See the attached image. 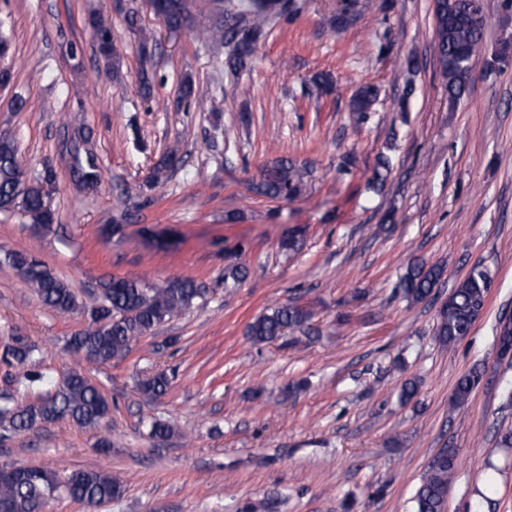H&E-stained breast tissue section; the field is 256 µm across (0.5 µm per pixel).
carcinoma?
I'll list each match as a JSON object with an SVG mask.
<instances>
[{
  "label": "carcinoma",
  "mask_w": 512,
  "mask_h": 512,
  "mask_svg": "<svg viewBox=\"0 0 512 512\" xmlns=\"http://www.w3.org/2000/svg\"><path fill=\"white\" fill-rule=\"evenodd\" d=\"M154 7L167 25L182 30L194 25L193 0H154ZM295 8L294 0L280 6L274 0H209L208 25L197 30L201 48L214 51L230 47L221 61L231 73L246 70L256 47L267 35L271 22ZM475 0H434V55L439 66L448 99L456 101L465 91L470 66L481 46L483 30L473 19ZM358 12L356 0H342L331 24L343 29L351 25L349 14ZM130 27L137 28L139 47L148 52L152 32L137 26V14L128 13ZM92 37L106 64L117 60L112 30L101 16L90 22ZM379 88L375 84L361 86L351 99V119L358 123L372 110ZM181 100L204 111L208 106L205 95L196 91L190 75L179 84ZM392 167L391 157L381 154L377 159L373 189L381 190L384 173ZM72 176L82 187L93 189L100 183L97 158L90 152L80 154L75 149ZM309 176V169L291 159L280 158L266 164L259 177L252 180L248 191L268 198L291 199L298 196ZM57 186L52 165L46 164L28 175L18 143L6 129L0 131V211H18L30 223L45 231L51 230L54 211L49 187ZM1 262L14 269L21 279L39 296L42 303L59 315L82 313L89 325L66 343V350L76 359L106 364L124 358L131 344L150 334L160 324L171 320L195 304L207 302L208 290L195 280L184 277L167 278L160 283L141 278H110L99 283V302L86 308L78 301L70 283L36 256L17 250L6 251ZM445 273L440 263L423 260L411 262L400 276L399 292L411 303L431 296ZM492 280L488 271L474 267L454 288L437 312L434 338L440 346L449 348L469 335L476 314L483 309ZM311 313L295 303H285L255 317L246 328L247 335L257 344L276 342L290 333L308 328ZM35 345L28 337L15 334L4 351L10 363L27 365L33 362ZM481 373L472 370L457 382L452 406L463 403L479 384ZM19 382L38 384L46 392L29 404H14L4 399L0 405V440L25 433L33 428L60 419H69L78 426L100 429L109 418V401L98 384L82 369L73 368L56 383L38 372H26ZM169 379L159 371L138 383L140 392L157 397L167 391ZM457 471V452L442 449L420 479L414 495V512H444L448 486ZM54 490L75 501L98 508L123 494L122 483L110 473L90 469H75L64 481L55 474L36 466L21 465L13 476H0V512H44L47 493Z\"/></svg>",
  "instance_id": "obj_1"
}]
</instances>
